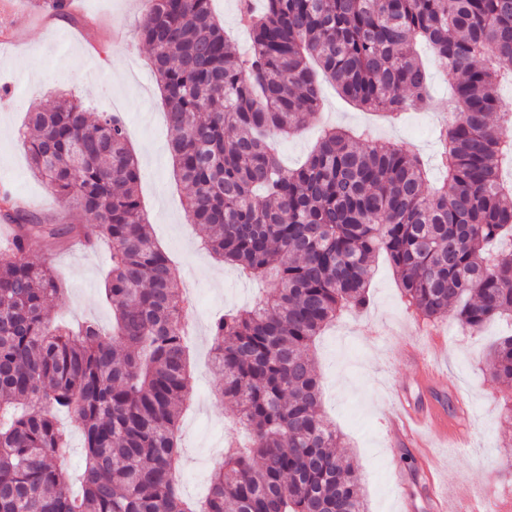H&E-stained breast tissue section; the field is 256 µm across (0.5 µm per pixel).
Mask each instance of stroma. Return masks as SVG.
<instances>
[{
  "label": "stroma",
  "mask_w": 512,
  "mask_h": 512,
  "mask_svg": "<svg viewBox=\"0 0 512 512\" xmlns=\"http://www.w3.org/2000/svg\"><path fill=\"white\" fill-rule=\"evenodd\" d=\"M142 0H79L78 11L63 12L64 23L47 28L51 0H10L0 22L12 40L0 42V185L10 186L45 215H69L91 225L89 215L59 198L47 182L33 176L22 131L28 112L51 105L61 94L80 98L92 111L119 110L139 160L142 197L153 237L177 266L195 296L204 320L230 309L262 301L265 283L225 265L201 250L203 225L191 223L185 211L188 188L173 169L166 127V105L151 67V53L138 38ZM431 97L390 123L345 103L330 84L322 86V106L298 135H276L274 147L285 167L300 164L330 127L368 129L374 140L394 142L419 153L429 168L431 186H440L444 171L436 137L438 113L454 100L446 74L435 60ZM32 257L51 265L63 293L50 304L53 318L97 322L112 327V307L105 295L110 251L50 250L32 242ZM369 287V305L346 312L319 336L310 355L322 382V412L343 435L344 452L353 457L364 488L368 512H399L395 491L426 512L423 487L434 486L443 512H471L486 489L512 499V468L500 460L512 449V388L489 377L490 350L512 323H487L473 333L456 319L424 324L408 310L385 257H378ZM208 335L191 339L189 354L193 398L179 421L181 488L192 500L206 487L198 461L205 443L245 439L234 428L231 405L218 399L220 376L205 366ZM435 365L448 382L450 399H461L463 448L447 446L436 463L392 447L384 416L401 398L416 401L420 392L415 367Z\"/></svg>",
  "instance_id": "obj_1"
}]
</instances>
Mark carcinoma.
I'll return each mask as SVG.
<instances>
[{
  "mask_svg": "<svg viewBox=\"0 0 512 512\" xmlns=\"http://www.w3.org/2000/svg\"><path fill=\"white\" fill-rule=\"evenodd\" d=\"M250 48L224 35L211 0H145L141 39L167 105L170 151L190 187L186 213L214 258L266 281V300L213 319L212 370L248 442L229 446L202 503L175 482L178 418L191 396L183 289L139 196V161L122 117L62 97L36 108L24 136L32 170L95 220L39 217L0 190V512H367L355 462L321 411L305 351L344 311L368 306L372 263L387 256L407 308L454 315L471 331L512 319V160L499 89L512 84V0H240ZM425 43L459 111L438 129L446 182L422 157L333 127L298 168L274 133L303 129L320 85L390 120L427 97ZM111 247L105 280L115 326L52 322L62 294L30 243ZM491 378L512 384V336L492 348ZM71 418L85 467L70 450ZM83 438L79 431L71 430V450L61 461L60 466L66 473H75L84 463Z\"/></svg>",
  "mask_w": 512,
  "mask_h": 512,
  "instance_id": "carcinoma-1",
  "label": "carcinoma"
}]
</instances>
